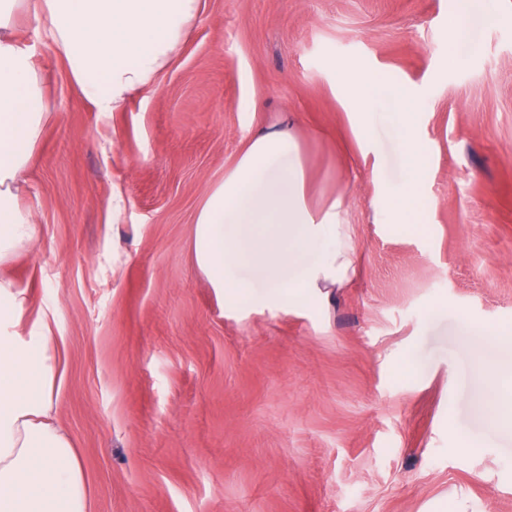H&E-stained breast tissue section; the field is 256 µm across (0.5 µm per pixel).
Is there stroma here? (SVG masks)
<instances>
[{
	"label": "stroma",
	"mask_w": 512,
	"mask_h": 512,
	"mask_svg": "<svg viewBox=\"0 0 512 512\" xmlns=\"http://www.w3.org/2000/svg\"><path fill=\"white\" fill-rule=\"evenodd\" d=\"M448 0H201L154 84L103 116L38 37L50 107L18 191L37 238L0 264L53 310L59 423L91 512H512V431L491 427L473 337L512 327V0L455 44ZM406 88L427 149L420 224L384 223L406 163L378 95L361 143L337 64ZM288 128L347 277L303 306L273 276L225 304L195 221L249 134ZM126 205L112 211V193Z\"/></svg>",
	"instance_id": "stroma-1"
}]
</instances>
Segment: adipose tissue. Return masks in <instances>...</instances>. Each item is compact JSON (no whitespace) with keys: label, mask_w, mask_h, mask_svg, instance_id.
Wrapping results in <instances>:
<instances>
[{"label":"adipose tissue","mask_w":512,"mask_h":512,"mask_svg":"<svg viewBox=\"0 0 512 512\" xmlns=\"http://www.w3.org/2000/svg\"><path fill=\"white\" fill-rule=\"evenodd\" d=\"M43 20L40 39L63 59L83 98L98 112L122 109L169 65L199 16V0H0V263L32 242L38 227L16 202L15 186L29 165L49 116L44 78L34 54L12 35L20 3ZM343 94L359 134L373 144L367 107L378 77L354 62L339 65ZM408 162L399 183L382 188L379 212L388 224H416L424 212L417 186L425 148L406 94L388 88ZM194 256L213 288L233 303L250 284L239 266L274 273L290 303L313 300L351 265L350 246L335 209L312 211L298 146L285 130L263 131L247 145L221 183L207 194L196 218ZM27 295L0 282V512H90L81 459L54 416L56 343L46 319L29 339L14 334ZM473 356L495 379L482 399L495 422L512 427V404L497 384L512 377V329L475 338Z\"/></svg>","instance_id":"obj_1"}]
</instances>
